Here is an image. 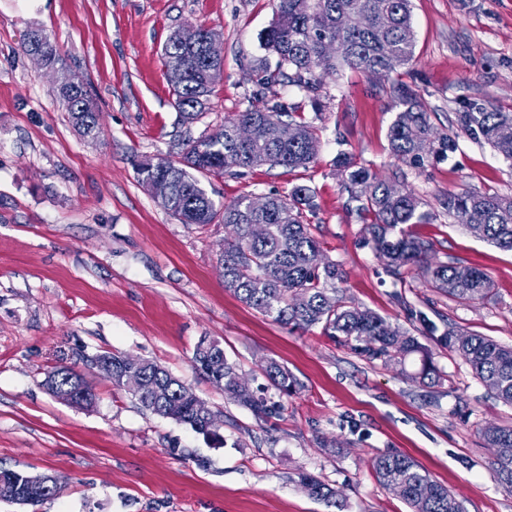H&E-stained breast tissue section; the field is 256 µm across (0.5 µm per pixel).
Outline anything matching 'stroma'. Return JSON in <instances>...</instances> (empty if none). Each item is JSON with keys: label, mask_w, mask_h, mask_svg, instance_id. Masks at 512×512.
Instances as JSON below:
<instances>
[{"label": "stroma", "mask_w": 512, "mask_h": 512, "mask_svg": "<svg viewBox=\"0 0 512 512\" xmlns=\"http://www.w3.org/2000/svg\"><path fill=\"white\" fill-rule=\"evenodd\" d=\"M411 10V65L388 81L338 68L320 75L312 100L289 84L256 83L274 0H0V468L61 484L41 505L0 501V512H409L370 467L382 453L417 461L464 512H512L482 435L512 426V406L488 395L445 337L454 329L512 346V252L474 237L438 203L463 190L512 196V163L456 125L472 102L512 113V0H412ZM189 24L217 31L224 48L210 105L191 122L174 106L163 56ZM33 29L51 36L60 71L95 101L97 135H82L62 109L58 71L23 51ZM393 81L455 139L424 168L390 153ZM260 96L314 127L316 160L292 173L228 170L205 178L209 193L229 203L309 186L314 206L303 220L341 271L338 288L415 336L439 382L410 379L418 358L402 371L321 327L292 329L246 306L224 287V225L181 223L139 180L138 163L179 160L184 139L215 132ZM341 153L379 176L403 175L431 214L412 235L436 260L484 271L488 296L450 299L418 269L397 279L372 247L368 217L348 203ZM204 336L275 412L255 418L194 368ZM102 351L167 368L221 419L219 439L146 412L93 371L89 408L45 386L47 370ZM270 359L295 378L292 396L269 388ZM302 471L340 491L343 508L301 489Z\"/></svg>", "instance_id": "35a3bbf8"}]
</instances>
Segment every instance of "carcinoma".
Instances as JSON below:
<instances>
[{"mask_svg":"<svg viewBox=\"0 0 512 512\" xmlns=\"http://www.w3.org/2000/svg\"><path fill=\"white\" fill-rule=\"evenodd\" d=\"M328 40L341 45L339 54L323 55V43ZM264 47L275 58V65L260 63L255 68L257 82L267 86L286 81L312 99L318 92L315 69L334 70L338 62L387 78L414 59L410 0H276L275 19L265 33ZM24 51L41 54L50 68L60 62L56 43L42 31L28 35ZM163 55L174 104L184 119L194 120L205 111L212 93L206 77L209 64L204 44L184 45L172 36ZM389 94L396 113L388 128V141L398 160L418 168L431 155L453 148L450 137L437 135L419 97L398 83L389 85ZM58 98L79 132L89 135L97 131V109L84 88H60ZM284 113L285 107L279 103L253 104L224 121L214 133L184 143L178 162L161 157L140 163L139 178L150 189L158 182L166 183L168 194L159 203L181 223L205 226L220 221L232 228V235L224 238L220 256L224 287L248 307L293 329L320 325L325 335L341 336L345 343L362 342L366 354L387 363L401 365L407 357L418 354L421 367L415 378L436 380L438 371L417 338L372 311L350 305L336 287L341 279L336 263L322 256L312 225L302 221L303 210L313 207L309 187L295 185L286 196H269L265 209L256 211L251 197L220 203L202 183L204 177L233 168L267 165L291 172L308 167L318 154L319 140L312 126L284 120ZM256 122L267 126V138L262 142L242 139L240 131ZM288 128L296 131L292 140L282 137V131ZM458 129L512 161L511 112H496L472 103L458 114ZM336 163L346 172L349 201L371 217L367 231L374 248L395 275L419 267L435 287L459 301L480 300L489 294L492 281L486 273L475 267L438 262L431 255L430 245L405 234L404 225L423 224L430 218L412 189L404 186L395 191L391 180L355 167L343 154ZM440 205L474 236L512 251V197L462 191L441 198ZM254 224L266 225L262 237H252ZM448 347L466 360L475 377L497 400L512 406V347L476 334H458L451 328ZM193 362L228 398L249 409L257 419L276 411V405L239 387L236 365L218 342L202 337ZM137 368L147 374L146 386L136 395L145 409L210 436L205 423L210 410L207 402L186 397V386L155 362L143 359ZM265 376L281 395L293 393L295 379L277 362H268ZM71 384L82 389L87 405L95 403L94 388L78 369V362L46 372L45 385L51 391ZM156 386L163 391L159 397L153 393ZM483 436L497 449L494 465L499 481L511 489L512 427L489 426ZM373 470L386 488H402L400 497L411 512H462L448 488L432 480L407 456L379 455L373 461ZM0 476L5 481L0 484L1 501L34 507L58 495L30 486L25 472L1 469ZM299 483L309 496L341 508L337 491L316 477L301 472Z\"/></svg>","mask_w":512,"mask_h":512,"instance_id":"cac0c4a2","label":"carcinoma"}]
</instances>
